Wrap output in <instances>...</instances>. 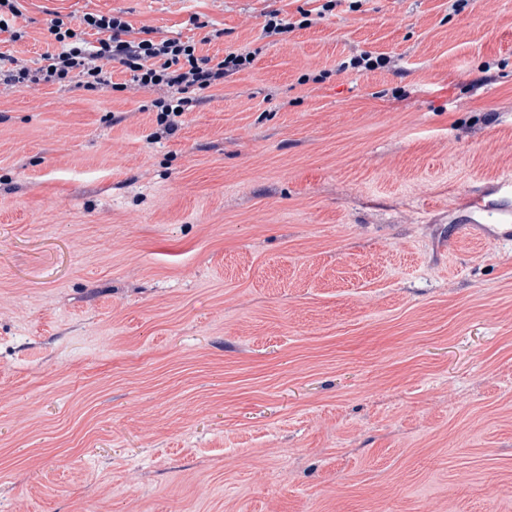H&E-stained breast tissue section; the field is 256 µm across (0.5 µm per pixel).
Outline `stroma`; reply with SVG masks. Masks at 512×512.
<instances>
[{
	"label": "stroma",
	"mask_w": 512,
	"mask_h": 512,
	"mask_svg": "<svg viewBox=\"0 0 512 512\" xmlns=\"http://www.w3.org/2000/svg\"><path fill=\"white\" fill-rule=\"evenodd\" d=\"M321 3L18 0L254 59L0 92V512H512V0ZM302 20L298 22H290V19L286 17H282V12L280 9H271L268 10L265 17L264 31L267 36H280L283 34H287L292 31L296 27H305L311 24V20L308 19V13L302 12Z\"/></svg>",
	"instance_id": "stroma-1"
}]
</instances>
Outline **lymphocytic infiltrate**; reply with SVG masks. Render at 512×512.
<instances>
[{
    "mask_svg": "<svg viewBox=\"0 0 512 512\" xmlns=\"http://www.w3.org/2000/svg\"><path fill=\"white\" fill-rule=\"evenodd\" d=\"M88 28L96 31V41L85 39ZM48 32L59 45V52L42 55L40 66L35 68L0 56V84L13 89L40 83L63 84L76 78L83 87L95 90L111 86L106 66L113 62L139 87L164 89V96L152 100L150 109L163 133L169 135L178 130L180 118L199 104L200 92L223 89L226 78L252 61L251 53L245 51L221 57L204 55L196 42L189 40L134 39L128 22L110 14H85L76 28L57 18Z\"/></svg>",
    "mask_w": 512,
    "mask_h": 512,
    "instance_id": "f902f5d3",
    "label": "lymphocytic infiltrate"
}]
</instances>
